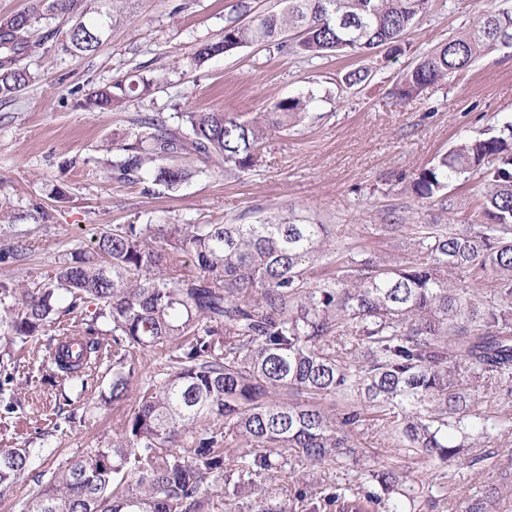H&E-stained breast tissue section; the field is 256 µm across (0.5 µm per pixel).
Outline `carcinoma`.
I'll use <instances>...</instances> for the list:
<instances>
[{
  "instance_id": "cac0c4a2",
  "label": "carcinoma",
  "mask_w": 512,
  "mask_h": 512,
  "mask_svg": "<svg viewBox=\"0 0 512 512\" xmlns=\"http://www.w3.org/2000/svg\"><path fill=\"white\" fill-rule=\"evenodd\" d=\"M0 18V99L29 85L25 60L60 37L69 54L100 46L87 31L112 26L137 0H38ZM280 10L232 19L221 38L191 57L210 58L250 45L321 59L380 46L398 52L428 15L432 0H281ZM486 0L465 29L420 57L393 83L402 101L512 48V11ZM66 29L42 32V21ZM353 69L347 88L370 83ZM146 77L118 80L82 105L111 112L152 91ZM314 98L274 100L250 116L182 112L175 127L153 115L116 148L112 173L131 180L145 171L168 190L196 170L177 163L216 158L238 177L261 165L277 132L307 118ZM479 175L478 221L415 224L416 254L391 262L333 249L328 224L274 211L254 224H118L90 251L65 255L49 282L30 290L0 287V337L25 346L49 336L46 380L76 399L112 363L115 407L137 389V402L115 422L112 438L41 473L15 512H415L414 487L392 468L365 467L355 491L336 474L319 494L329 466L359 462L353 437L392 424L405 450L430 470L427 502L437 504L452 472L486 457L468 456L491 431L512 430V414L488 415L494 392L512 403V123L464 138L410 177L419 200L441 199L448 185ZM494 279L483 296L486 274ZM92 314H86L89 305ZM84 346L56 345L72 325ZM170 351L163 372L148 371L132 350ZM13 377L0 381L4 414L16 412ZM48 448H1L0 489L9 487ZM293 478L288 496L275 487ZM496 483L458 501L454 512H500Z\"/></svg>"
}]
</instances>
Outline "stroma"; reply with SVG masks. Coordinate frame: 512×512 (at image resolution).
<instances>
[{"label": "stroma", "mask_w": 512, "mask_h": 512, "mask_svg": "<svg viewBox=\"0 0 512 512\" xmlns=\"http://www.w3.org/2000/svg\"><path fill=\"white\" fill-rule=\"evenodd\" d=\"M480 5L435 0L410 35V50L393 55L381 47L311 61L254 45L191 66L196 47L221 37L225 22L281 9L280 0H140L137 13L116 24L94 53L71 56L47 42L26 60L30 84L0 101V247L19 242L27 249L23 261L0 263V283L40 287L66 253L89 249L99 232L116 224H221L236 218L251 224L279 210L330 225L335 247L350 245L396 261L408 252L402 234L378 231L388 211L409 225L474 221L479 178L450 184L446 210L416 200L399 177L429 166L458 138L512 120V48L485 55L409 102L399 103L390 89L420 52L460 32ZM358 67L373 74L372 87L341 86L343 74ZM139 74L157 82L146 99L106 113L81 107L88 91ZM298 94L315 98L309 118L272 136L261 166L242 177L226 176L221 164L209 162L180 188L149 192L142 180L119 181L112 173L115 148L137 115L174 126L181 112L220 108L247 115ZM48 355L43 340L15 351L21 406L0 422V448L36 440L64 459L111 437L120 411L78 403L81 422L36 438L35 427L44 425L60 394L39 378ZM355 442L366 460L407 471L412 486L423 489L424 469L397 450L389 429L361 431ZM504 448H512L510 432L492 437L483 469L456 470L436 507L418 498L419 512H451L473 487L496 481L494 457Z\"/></svg>", "instance_id": "obj_1"}]
</instances>
